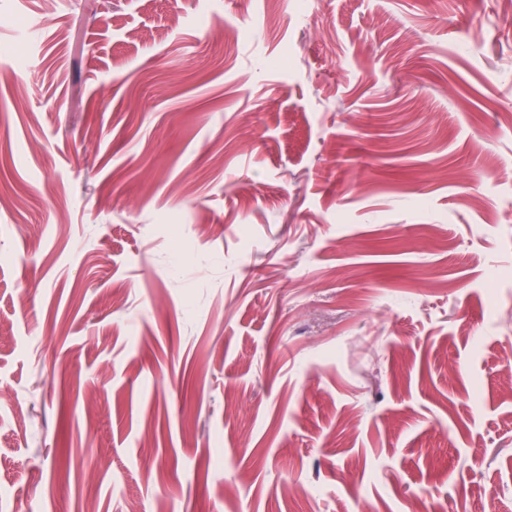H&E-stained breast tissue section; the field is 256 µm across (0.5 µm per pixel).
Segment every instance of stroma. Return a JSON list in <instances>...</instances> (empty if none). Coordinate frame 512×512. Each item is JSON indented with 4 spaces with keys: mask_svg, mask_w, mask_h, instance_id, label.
<instances>
[{
    "mask_svg": "<svg viewBox=\"0 0 512 512\" xmlns=\"http://www.w3.org/2000/svg\"><path fill=\"white\" fill-rule=\"evenodd\" d=\"M512 12L0 0V512H512Z\"/></svg>",
    "mask_w": 512,
    "mask_h": 512,
    "instance_id": "1",
    "label": "stroma"
}]
</instances>
